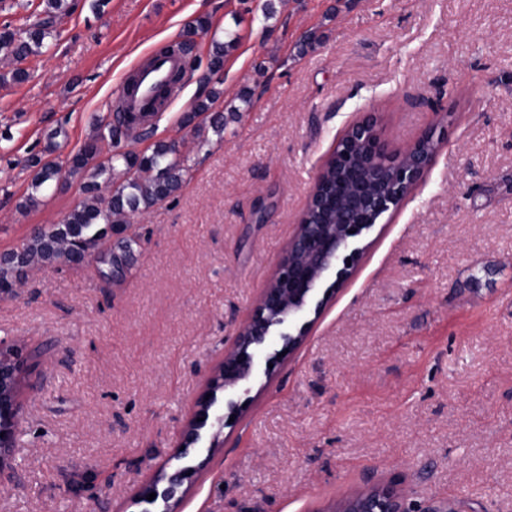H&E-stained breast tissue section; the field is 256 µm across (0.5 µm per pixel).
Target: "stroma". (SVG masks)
<instances>
[{"mask_svg":"<svg viewBox=\"0 0 512 512\" xmlns=\"http://www.w3.org/2000/svg\"><path fill=\"white\" fill-rule=\"evenodd\" d=\"M90 3L26 60L27 83L0 86V254L83 198L67 175L23 208L30 158L65 162L135 66L192 28L153 136L126 143H175L191 170L176 200L132 216L122 280L91 260L46 264L0 293V339L27 359L0 512H138L318 171L366 117L389 154L428 132L437 150L321 316L295 320L304 344L260 365L181 512H330L368 484L404 492L413 512H512V0ZM230 32L223 135L181 126Z\"/></svg>","mask_w":512,"mask_h":512,"instance_id":"1","label":"stroma"}]
</instances>
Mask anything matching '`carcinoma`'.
Masks as SVG:
<instances>
[{"label":"carcinoma","instance_id":"cac0c4a2","mask_svg":"<svg viewBox=\"0 0 512 512\" xmlns=\"http://www.w3.org/2000/svg\"><path fill=\"white\" fill-rule=\"evenodd\" d=\"M42 5V9L26 16L23 27L13 28L7 23L0 29V53L14 62L12 69L0 73L1 84H23L30 79V72L20 63L42 54L45 39L59 36L57 20L76 8L75 0H42ZM236 40L233 36L224 43L214 42L207 72L201 78L204 85H209L211 75L221 69L226 52ZM223 94V90L212 87L197 98L183 117V125L209 112L214 100ZM144 125L154 132L153 123L140 116H117L100 125L67 159L68 174L85 177L83 199L62 222L35 228L19 247L0 256V285L13 287L25 270L37 264L77 265L80 257L91 256L97 250L100 261L108 265L104 278L118 280L125 275L127 258L138 240L120 234L119 226L130 223V216L136 212L175 199L189 171L188 158L164 141L157 142L149 154L120 148L131 131ZM346 149V144L338 143L323 165L319 190L324 197L345 190L356 175L352 167L342 163ZM30 167L34 168L32 188L36 191L62 177V165L53 161L34 157ZM103 186L109 188L106 197L101 195Z\"/></svg>","mask_w":512,"mask_h":512}]
</instances>
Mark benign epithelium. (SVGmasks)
Segmentation results:
<instances>
[{"instance_id":"7a95c632","label":"benign epithelium","mask_w":512,"mask_h":512,"mask_svg":"<svg viewBox=\"0 0 512 512\" xmlns=\"http://www.w3.org/2000/svg\"><path fill=\"white\" fill-rule=\"evenodd\" d=\"M350 144L364 143L367 166H395L398 179L412 188L428 167L432 156L418 151V144L438 143L434 134L422 135L402 155L391 157L386 152L372 119L357 121L348 128ZM399 196L378 195L371 184L356 181L346 198L336 204L334 224H298L288 245V252L273 277L261 289L253 315L245 322L231 349L208 379L204 396L183 428L175 453L155 474L142 484L136 502L141 512H175L186 493L185 484L193 482L197 467L187 459L200 450L203 430L209 420L224 427V417L213 412L217 392L228 396L250 383L259 351L272 336L279 338L281 350L291 353L303 339V333L284 331L295 315L307 310L326 275L336 271V281L348 275L351 264L363 251V239L379 223L385 213L398 205ZM343 264L337 268V264ZM26 364L12 348L0 341V475L13 469L20 444L18 424L20 405L17 388ZM150 493L156 497L149 501ZM333 512H407L405 495L392 487L373 485L344 496Z\"/></svg>"}]
</instances>
